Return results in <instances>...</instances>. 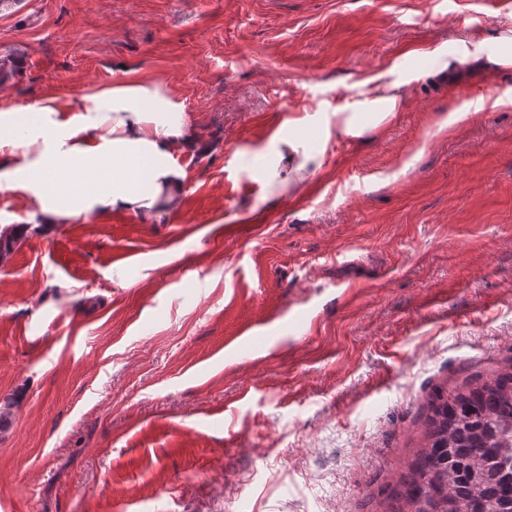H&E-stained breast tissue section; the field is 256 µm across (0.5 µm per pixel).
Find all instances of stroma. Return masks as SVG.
<instances>
[{"instance_id": "obj_1", "label": "stroma", "mask_w": 512, "mask_h": 512, "mask_svg": "<svg viewBox=\"0 0 512 512\" xmlns=\"http://www.w3.org/2000/svg\"><path fill=\"white\" fill-rule=\"evenodd\" d=\"M1 56L71 108L128 62L208 149L0 263V512H401L432 388L512 365V0H0ZM380 72L394 121L264 186ZM288 125V132L279 139L281 148L276 152L264 176L268 185L276 180L277 169L282 162L288 167V183L284 182L286 179L279 183L286 187H294L307 182L322 168L326 146L331 137L330 121L325 120L320 124L317 144L313 147H310L305 139L293 132V128L298 130V128L306 126L303 120H292Z\"/></svg>"}]
</instances>
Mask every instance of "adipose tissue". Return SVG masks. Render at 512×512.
<instances>
[{"mask_svg":"<svg viewBox=\"0 0 512 512\" xmlns=\"http://www.w3.org/2000/svg\"><path fill=\"white\" fill-rule=\"evenodd\" d=\"M359 112H340L318 128L316 145L297 135L302 120L280 139L266 174L276 180L288 168L289 186L307 182L322 167L332 131L360 138L395 119L402 102L399 82L388 73L369 79ZM84 107L62 104L47 93L26 105L0 106V192L28 205L37 227L91 215L126 213L162 220L177 211L189 177L175 151H204L183 102L159 80L137 74L127 63L112 66L109 83L89 88Z\"/></svg>","mask_w":512,"mask_h":512,"instance_id":"obj_1","label":"adipose tissue"}]
</instances>
